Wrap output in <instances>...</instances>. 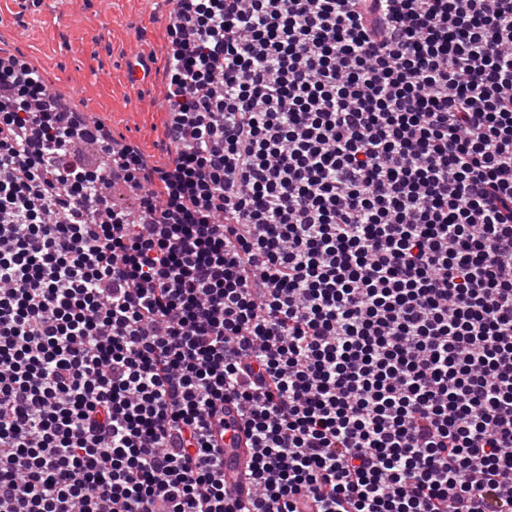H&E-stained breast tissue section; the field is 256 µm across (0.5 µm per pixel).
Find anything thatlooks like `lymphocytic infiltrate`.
Masks as SVG:
<instances>
[{
  "mask_svg": "<svg viewBox=\"0 0 512 512\" xmlns=\"http://www.w3.org/2000/svg\"><path fill=\"white\" fill-rule=\"evenodd\" d=\"M168 35L162 165L0 59V512H512V0ZM246 447V438L241 431L234 430L232 426L226 429L224 433V451L226 452L224 457L225 468L229 474L236 469L244 471L246 468L250 458L249 448Z\"/></svg>",
  "mask_w": 512,
  "mask_h": 512,
  "instance_id": "obj_1",
  "label": "lymphocytic infiltrate"
}]
</instances>
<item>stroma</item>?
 I'll use <instances>...</instances> for the list:
<instances>
[{
    "instance_id": "1",
    "label": "stroma",
    "mask_w": 512,
    "mask_h": 512,
    "mask_svg": "<svg viewBox=\"0 0 512 512\" xmlns=\"http://www.w3.org/2000/svg\"><path fill=\"white\" fill-rule=\"evenodd\" d=\"M172 8L171 0H75L61 13L52 0H41L1 21L20 34L18 52L33 61L43 81L71 97L73 111L96 112L113 134L157 161L163 156L166 82L133 90L124 65L130 52L139 51L166 72Z\"/></svg>"
}]
</instances>
